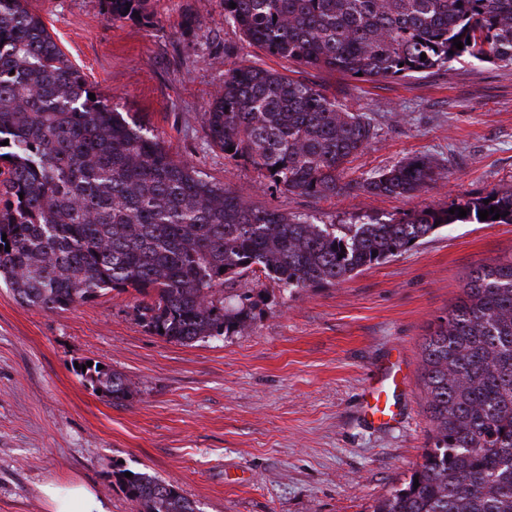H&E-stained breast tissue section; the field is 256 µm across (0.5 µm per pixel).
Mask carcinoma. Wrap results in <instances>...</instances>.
<instances>
[{"mask_svg": "<svg viewBox=\"0 0 512 512\" xmlns=\"http://www.w3.org/2000/svg\"><path fill=\"white\" fill-rule=\"evenodd\" d=\"M104 3L114 22L152 23L150 0ZM224 22L271 56L360 81L426 74L464 55L512 64V0H224ZM89 93L28 0H0V282L28 307L66 310L132 289L148 332L191 345L239 334L263 313L268 295L230 287L250 272L285 293L325 287L449 224H512V189L452 204L463 218L422 208L328 226L259 208ZM203 119L210 145L288 193L410 199L445 177L416 156L343 181L375 138L371 120L272 68L231 70ZM463 294L423 344L433 429L421 462L370 512H512V259L479 264ZM76 375L114 403L131 394L107 366L80 364ZM112 477L139 512H196L148 472Z\"/></svg>", "mask_w": 512, "mask_h": 512, "instance_id": "cac0c4a2", "label": "carcinoma"}]
</instances>
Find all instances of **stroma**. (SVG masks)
<instances>
[{
	"label": "stroma",
	"instance_id": "1",
	"mask_svg": "<svg viewBox=\"0 0 512 512\" xmlns=\"http://www.w3.org/2000/svg\"><path fill=\"white\" fill-rule=\"evenodd\" d=\"M29 9L89 88L194 164L262 208L321 224L384 221L512 188V64L466 58L440 71L358 82L268 55L224 22L222 0H151L152 24L114 22L103 0H29ZM258 65L314 82L371 117L376 136L348 163L363 180L427 155L447 177L411 199L359 191L291 194L208 144L203 113L225 75ZM512 257V224H451L411 251L339 284L294 294L263 274L270 297L244 333L169 343L137 321L134 291H107L65 311L17 303L0 285V512H49L39 491L80 482L137 512L111 474L147 471L199 512H368L407 478L432 432L422 343L455 305L470 271ZM397 362L400 415L369 424L361 394ZM106 365L132 384L112 403L75 366Z\"/></svg>",
	"mask_w": 512,
	"mask_h": 512
}]
</instances>
